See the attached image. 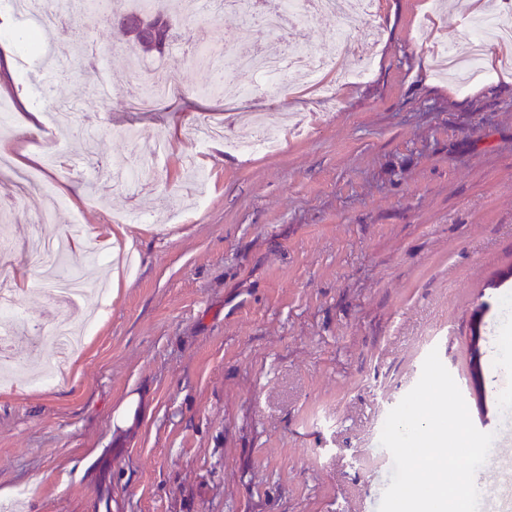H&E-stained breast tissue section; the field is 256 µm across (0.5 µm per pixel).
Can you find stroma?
<instances>
[{
    "mask_svg": "<svg viewBox=\"0 0 512 512\" xmlns=\"http://www.w3.org/2000/svg\"><path fill=\"white\" fill-rule=\"evenodd\" d=\"M66 0L51 63L23 51L0 67V131L21 169L42 168L46 114L77 102L96 115L74 125L55 185L52 239L73 222L124 229L132 264L117 267L107 235L71 248L59 272L100 255L108 301L86 294L64 309L23 242L51 199L19 196L0 174V207L17 240L0 263L20 290L35 343L14 348V383L0 387V504L16 512H370L392 464L386 417L418 382L430 351L457 383L475 427L494 434L490 495L512 503V66L496 63L466 87L436 56L467 34L448 0H378L380 43L363 31L337 52L335 15L306 25L316 56L366 64L369 76L323 97L302 83L278 89L241 70L236 95H201L217 74L172 53L135 56L116 17L86 16ZM241 16L172 19L175 38L223 51L280 49L241 34ZM110 44L96 66L71 40ZM186 72L183 90L149 107L127 84L131 59ZM41 117L23 130L31 111ZM259 112L281 146L249 156L202 145L208 120L245 137ZM168 154L146 182L94 176L156 135ZM100 308L78 356L48 386L33 358L57 347L51 328ZM481 319L483 399L471 386L473 317ZM126 428L113 419L129 396Z\"/></svg>",
    "mask_w": 512,
    "mask_h": 512,
    "instance_id": "stroma-1",
    "label": "stroma"
}]
</instances>
